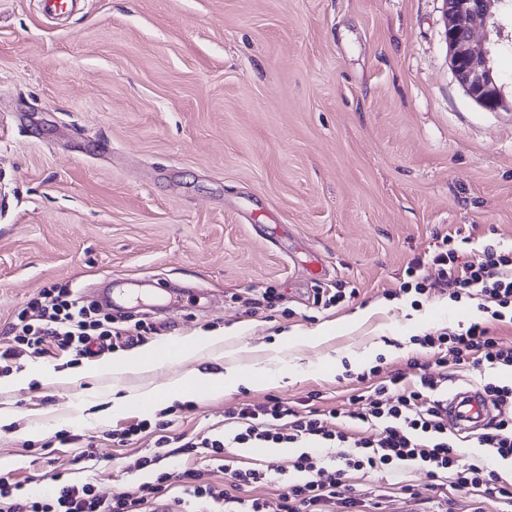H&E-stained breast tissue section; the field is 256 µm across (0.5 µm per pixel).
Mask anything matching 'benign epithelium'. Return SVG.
Masks as SVG:
<instances>
[{
	"instance_id": "benign-epithelium-1",
	"label": "benign epithelium",
	"mask_w": 512,
	"mask_h": 512,
	"mask_svg": "<svg viewBox=\"0 0 512 512\" xmlns=\"http://www.w3.org/2000/svg\"><path fill=\"white\" fill-rule=\"evenodd\" d=\"M445 38L450 64L467 94L482 108L497 111L507 103L504 87L493 67V49L476 51L472 32L491 26L503 28L506 0H443Z\"/></svg>"
}]
</instances>
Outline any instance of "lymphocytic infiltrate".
Segmentation results:
<instances>
[{
  "label": "lymphocytic infiltrate",
  "mask_w": 512,
  "mask_h": 512,
  "mask_svg": "<svg viewBox=\"0 0 512 512\" xmlns=\"http://www.w3.org/2000/svg\"><path fill=\"white\" fill-rule=\"evenodd\" d=\"M431 262L439 267L440 283L450 299L476 301L480 316L448 332L414 337V344L429 352L432 372L419 373L420 363L412 359L409 369L417 372L412 380L401 371L378 382L357 374L367 393L349 417L362 427L380 426L377 437L328 429L316 411L302 414L271 396L262 404H238L225 418L222 436L202 438L198 447L217 461L223 460L228 448L298 447L292 468L303 479L286 485L280 512H332L336 507L358 512L364 505L374 512L381 495L357 498L346 482L347 474L409 467L425 474L436 494V512H453L448 496L452 489L472 496V512H485L487 499L512 503V477L489 465L493 459L512 461V384H484L483 391L499 416L477 435L479 454L468 458L448 433L440 391L454 368H512V348L499 346L489 328L493 322L512 324V254L489 245L475 260L462 263L455 238L448 235L437 245ZM127 334V329L93 318L91 308L79 297L51 285L42 288L39 301L31 303L29 311L19 313L15 344L0 351V361L14 359L20 345L36 355L49 345L82 356L88 354L90 342L110 346ZM333 446L342 447L343 454L337 464L328 466L322 451ZM224 472L228 479L218 487L194 469L164 471L155 482L109 499L94 494L90 484L61 482L44 502L13 494L8 478L0 476V512H157L164 502L172 505L173 512H265L264 501L252 491L282 469L271 462L261 468L228 465Z\"/></svg>",
  "instance_id": "1"
}]
</instances>
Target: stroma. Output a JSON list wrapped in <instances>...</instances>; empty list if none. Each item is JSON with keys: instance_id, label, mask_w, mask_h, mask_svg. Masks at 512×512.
<instances>
[{"instance_id": "obj_1", "label": "stroma", "mask_w": 512, "mask_h": 512, "mask_svg": "<svg viewBox=\"0 0 512 512\" xmlns=\"http://www.w3.org/2000/svg\"><path fill=\"white\" fill-rule=\"evenodd\" d=\"M448 234L465 261L512 250V110L485 111L455 76L442 0H78L65 18L0 0V349L51 284L111 301L114 325L142 324L147 346L238 331L117 378L90 373V357L19 350L21 370L74 377L0 390L13 414L0 476L36 498L58 475L128 492L154 479L133 463L155 436L116 446L113 431L164 417L172 436L214 435L270 396L340 428L330 410L359 407L345 372L427 362L411 337L478 317L437 286L429 257ZM416 258L430 291L415 307L398 287ZM338 290L348 300L323 306ZM231 365L279 381L179 409L110 405ZM61 429L91 439L92 458L54 441ZM426 484L386 471L354 488L391 486L386 512H421ZM237 336V330L234 328L224 329V336L220 334L199 335L195 338L193 342V347L189 349H183L178 359L181 360L194 358L200 350L209 346H214L216 344L222 343L225 340Z\"/></svg>"}]
</instances>
